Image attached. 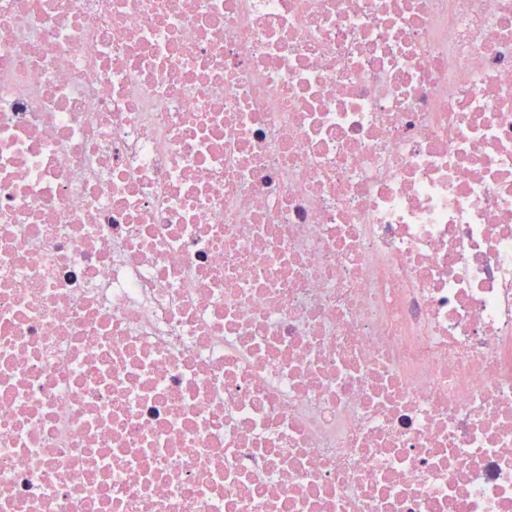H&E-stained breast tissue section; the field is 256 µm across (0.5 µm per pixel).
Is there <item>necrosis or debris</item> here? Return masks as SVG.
<instances>
[{"mask_svg":"<svg viewBox=\"0 0 512 512\" xmlns=\"http://www.w3.org/2000/svg\"><path fill=\"white\" fill-rule=\"evenodd\" d=\"M0 512H512V0H0Z\"/></svg>","mask_w":512,"mask_h":512,"instance_id":"1","label":"necrosis or debris"}]
</instances>
